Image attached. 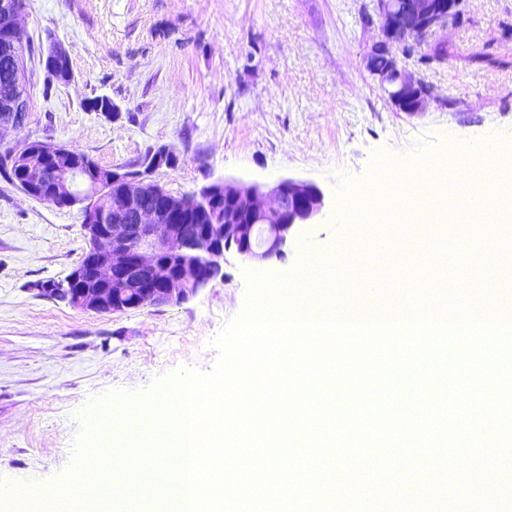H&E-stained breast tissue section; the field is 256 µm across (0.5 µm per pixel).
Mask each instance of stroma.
I'll return each mask as SVG.
<instances>
[{
    "label": "stroma",
    "instance_id": "35a3bbf8",
    "mask_svg": "<svg viewBox=\"0 0 512 512\" xmlns=\"http://www.w3.org/2000/svg\"><path fill=\"white\" fill-rule=\"evenodd\" d=\"M21 29L34 107L0 145L50 139L107 168L164 146L178 164L154 178L173 194L224 181L267 191L292 178L316 184L324 206L280 256L228 254L223 277L183 303L103 315L32 289L80 261V206L0 180V499L53 487L73 467L89 400L123 390L143 402L160 377L211 370L212 340L245 308L249 273L299 269L300 239L326 252L347 237L333 221L343 176L440 161L465 141L512 146V0H465L462 19L404 55L435 95L418 113L398 111L366 67L380 35L374 0H25ZM52 40L73 78L46 97ZM102 94L118 117L84 110Z\"/></svg>",
    "mask_w": 512,
    "mask_h": 512
}]
</instances>
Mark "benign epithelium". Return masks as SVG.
<instances>
[{
	"label": "benign epithelium",
	"instance_id": "7a95c632",
	"mask_svg": "<svg viewBox=\"0 0 512 512\" xmlns=\"http://www.w3.org/2000/svg\"><path fill=\"white\" fill-rule=\"evenodd\" d=\"M464 0H375L382 20V38L367 55V69L390 102L411 105L423 112L432 91L408 71L393 45H409L461 15ZM391 55L385 69L374 67L379 55ZM31 102L19 100L15 115L0 127H24ZM176 160L165 146L152 150L146 161L130 169H114L107 180L84 178L82 161L65 144L41 142L16 152H0V164L18 167L17 188L32 198L48 199L63 207L83 203V230L87 248L71 270L69 286L36 288L41 297L98 314H114L140 306H163L187 301L223 271L224 254L243 260L265 261L279 256L294 226L308 224L324 206L321 190L312 183L283 179L269 191L257 185L222 182L202 189L196 213L209 224L190 236L177 227L187 204L151 179ZM123 189L112 203L95 199L110 192L114 183Z\"/></svg>",
	"mask_w": 512,
	"mask_h": 512
}]
</instances>
